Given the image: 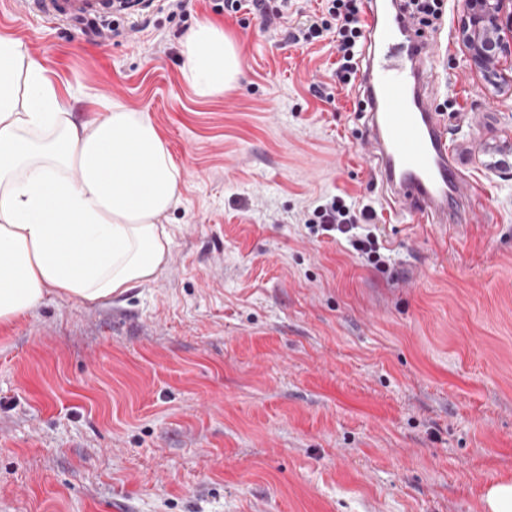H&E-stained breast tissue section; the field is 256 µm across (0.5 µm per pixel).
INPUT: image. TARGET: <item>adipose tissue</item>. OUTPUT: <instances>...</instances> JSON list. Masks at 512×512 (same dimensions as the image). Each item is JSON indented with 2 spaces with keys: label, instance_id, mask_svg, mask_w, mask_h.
<instances>
[{
  "label": "adipose tissue",
  "instance_id": "adipose-tissue-1",
  "mask_svg": "<svg viewBox=\"0 0 512 512\" xmlns=\"http://www.w3.org/2000/svg\"><path fill=\"white\" fill-rule=\"evenodd\" d=\"M182 56V79L202 99L240 74L238 48L207 20ZM182 180L149 113L116 102L76 125L41 64L0 35V326L51 293L94 304L157 280Z\"/></svg>",
  "mask_w": 512,
  "mask_h": 512
}]
</instances>
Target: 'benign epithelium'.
<instances>
[{"instance_id": "7a95c632", "label": "benign epithelium", "mask_w": 512, "mask_h": 512, "mask_svg": "<svg viewBox=\"0 0 512 512\" xmlns=\"http://www.w3.org/2000/svg\"><path fill=\"white\" fill-rule=\"evenodd\" d=\"M459 36L471 69L490 80L512 65V0H463Z\"/></svg>"}]
</instances>
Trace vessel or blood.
<instances>
[{
    "mask_svg": "<svg viewBox=\"0 0 512 512\" xmlns=\"http://www.w3.org/2000/svg\"><path fill=\"white\" fill-rule=\"evenodd\" d=\"M153 0H27L30 12L49 22L129 18ZM367 32L360 83L367 130L381 182L391 199L409 205L419 223L441 226L470 208L477 194L456 165L448 128L433 112L426 89L435 75L424 67L436 45L415 30L397 0H372L363 18Z\"/></svg>",
    "mask_w": 512,
    "mask_h": 512,
    "instance_id": "b4317fda",
    "label": "vessel or blood"
}]
</instances>
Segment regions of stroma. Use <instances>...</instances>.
Here are the masks:
<instances>
[{"mask_svg":"<svg viewBox=\"0 0 512 512\" xmlns=\"http://www.w3.org/2000/svg\"><path fill=\"white\" fill-rule=\"evenodd\" d=\"M216 3L157 0L100 44L0 0L76 124L150 113L184 171L158 280L0 327V512H481L512 480V80L468 69L455 0L434 105L480 193L459 229L420 224L385 200L334 39L285 37L320 0L279 30ZM202 19L241 64L208 100L181 77ZM334 194L373 209L386 268L308 235Z\"/></svg>","mask_w":512,"mask_h":512,"instance_id":"35a3bbf8","label":"stroma"}]
</instances>
